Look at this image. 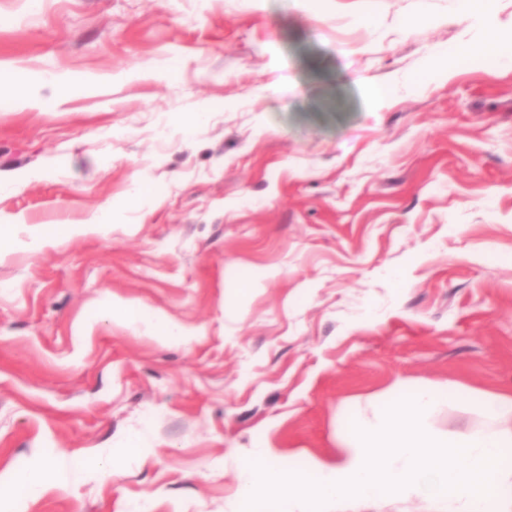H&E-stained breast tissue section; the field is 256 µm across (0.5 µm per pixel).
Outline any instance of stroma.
<instances>
[{
    "label": "stroma",
    "mask_w": 512,
    "mask_h": 512,
    "mask_svg": "<svg viewBox=\"0 0 512 512\" xmlns=\"http://www.w3.org/2000/svg\"><path fill=\"white\" fill-rule=\"evenodd\" d=\"M485 25L512 0H0V222L112 215L0 238V479L84 464L24 512H242L255 448L309 472L394 388L453 386L451 433L512 396V68L425 75ZM109 213L105 209H99L91 219L82 224H56L42 225L31 228V245L36 248L55 244L62 238L75 233H85L93 231L96 227L109 223ZM112 310L121 311L126 317L137 318L149 324L154 329L156 335L164 341L185 343L190 339V334H186L177 329V327L166 320L164 316L147 306H141L138 304L114 306L113 304Z\"/></svg>",
    "instance_id": "obj_1"
}]
</instances>
